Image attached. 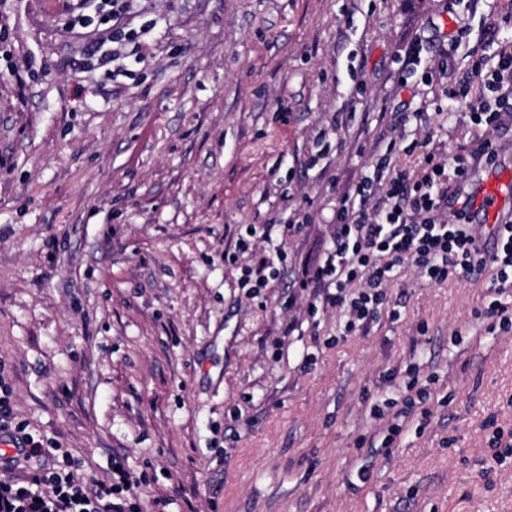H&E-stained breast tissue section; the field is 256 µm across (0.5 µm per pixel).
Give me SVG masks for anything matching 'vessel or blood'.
<instances>
[{
    "label": "vessel or blood",
    "mask_w": 512,
    "mask_h": 512,
    "mask_svg": "<svg viewBox=\"0 0 512 512\" xmlns=\"http://www.w3.org/2000/svg\"><path fill=\"white\" fill-rule=\"evenodd\" d=\"M463 196L449 195V211H457L462 202H470L481 214L484 224L495 227L512 223V182L504 180L497 165L471 162L457 181Z\"/></svg>",
    "instance_id": "1"
}]
</instances>
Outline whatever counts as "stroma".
<instances>
[{
	"label": "stroma",
	"mask_w": 512,
	"mask_h": 512,
	"mask_svg": "<svg viewBox=\"0 0 512 512\" xmlns=\"http://www.w3.org/2000/svg\"><path fill=\"white\" fill-rule=\"evenodd\" d=\"M89 15L91 26L77 25ZM0 0V375L13 422L140 512H512V305L497 270L392 271L345 335L299 282L374 167L468 156L449 102L512 0ZM256 227L266 287L224 252ZM415 366L428 418L374 415ZM392 382H384L389 369ZM474 317L487 322L488 329L495 331L497 327L504 332L511 331L512 310L501 302L494 301L483 312H475Z\"/></svg>",
	"instance_id": "stroma-1"
}]
</instances>
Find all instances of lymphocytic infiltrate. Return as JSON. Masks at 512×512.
I'll list each match as a JSON object with an SVG mask.
<instances>
[{"mask_svg":"<svg viewBox=\"0 0 512 512\" xmlns=\"http://www.w3.org/2000/svg\"><path fill=\"white\" fill-rule=\"evenodd\" d=\"M472 72L482 84L471 109L473 123L500 125L512 100V49L500 50L495 65L476 61ZM377 140L373 178L342 194L333 247L302 282L323 305L339 311L349 333L373 320L388 274L400 264H410L432 284L453 273L466 278L490 265L497 269L494 288L512 279V224L501 229L500 244L491 252L481 225L470 223L464 213L448 215V188L467 159L444 161L426 154L424 173L417 178L390 165L389 152L397 143L393 128L381 130ZM12 419L8 386L0 379V435L17 443L14 453L0 449V465L9 470L28 466L24 477L0 481V512H137L140 482L131 474L118 469L107 480L88 484L72 467L43 466L52 450L32 435L15 437Z\"/></svg>","mask_w":512,"mask_h":512,"instance_id":"1","label":"lymphocytic infiltrate"}]
</instances>
